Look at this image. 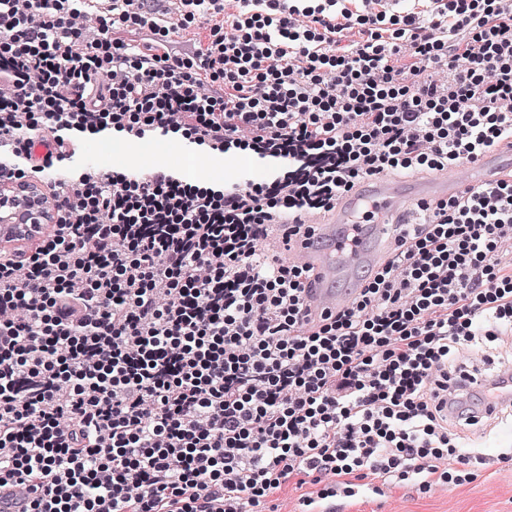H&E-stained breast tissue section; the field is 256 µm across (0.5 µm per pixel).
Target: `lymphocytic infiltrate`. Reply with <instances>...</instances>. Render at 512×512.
<instances>
[{"mask_svg": "<svg viewBox=\"0 0 512 512\" xmlns=\"http://www.w3.org/2000/svg\"><path fill=\"white\" fill-rule=\"evenodd\" d=\"M0 0V188L83 143L256 159L42 186L0 251V490L24 512H307L360 486L477 478L437 391L512 340V179L420 203L348 306L269 247L367 179L512 148V0ZM199 40L183 47L187 34ZM29 193H22L21 189L9 193H0V212H9L10 208L20 201L28 206L26 218L31 224H24L25 216L21 207L13 212L15 224H0V248L10 250L12 246L36 243L46 230L43 225L46 221V212L41 205L40 199L33 190Z\"/></svg>", "mask_w": 512, "mask_h": 512, "instance_id": "lymphocytic-infiltrate-1", "label": "lymphocytic infiltrate"}]
</instances>
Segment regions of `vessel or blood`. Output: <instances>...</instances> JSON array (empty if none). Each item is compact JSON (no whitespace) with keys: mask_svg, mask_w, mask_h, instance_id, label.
<instances>
[{"mask_svg":"<svg viewBox=\"0 0 512 512\" xmlns=\"http://www.w3.org/2000/svg\"><path fill=\"white\" fill-rule=\"evenodd\" d=\"M369 185L368 197L348 193L330 222L310 224L307 231L296 236L290 234L288 224L281 223L275 227L282 251L314 269L310 296L315 314L333 313L345 304V296L336 289L338 278H345L350 291H357L362 284L356 275L357 270L374 268L381 253L391 252L395 247L396 231L392 217L406 213L414 201L445 197L451 193L444 183L411 191L392 178H373ZM365 201L369 202L374 213L368 224L357 220L361 204ZM13 216V223L0 224L1 249L37 242L46 230L45 225L26 223L22 209H15Z\"/></svg>","mask_w":512,"mask_h":512,"instance_id":"vessel-or-blood-1","label":"vessel or blood"}]
</instances>
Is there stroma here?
Listing matches in <instances>:
<instances>
[{"label":"stroma","mask_w":512,"mask_h":512,"mask_svg":"<svg viewBox=\"0 0 512 512\" xmlns=\"http://www.w3.org/2000/svg\"><path fill=\"white\" fill-rule=\"evenodd\" d=\"M140 167L157 165L179 169L188 178L223 180L222 158L199 151L191 156L163 138L146 141ZM465 451L478 454L483 463L476 481L456 488L438 487L422 495L415 489L386 488L341 501L339 512H512V411L504 409L474 426L458 425Z\"/></svg>","instance_id":"obj_1"}]
</instances>
